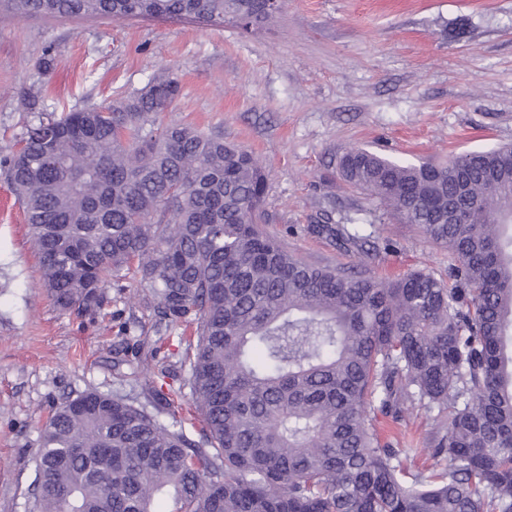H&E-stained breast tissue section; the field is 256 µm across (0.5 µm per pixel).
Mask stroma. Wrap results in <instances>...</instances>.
Listing matches in <instances>:
<instances>
[{
  "mask_svg": "<svg viewBox=\"0 0 512 512\" xmlns=\"http://www.w3.org/2000/svg\"><path fill=\"white\" fill-rule=\"evenodd\" d=\"M50 68H42L43 59ZM181 83L164 122L194 126L253 151L267 176L266 229L315 265L359 270L356 257L308 234L317 211L359 225L381 252L368 271L394 279L448 276L450 256L415 226L390 221L337 173L355 146L388 158L446 162L512 145V0H286L245 32L192 18H0V148L43 105L101 104L160 70ZM110 289L94 313L65 314L40 281L23 209L0 169V512H29L38 429L88 390L149 405L138 360L185 376V348L160 320L151 290ZM381 434L429 466L431 413L377 415Z\"/></svg>",
  "mask_w": 512,
  "mask_h": 512,
  "instance_id": "35a3bbf8",
  "label": "stroma"
}]
</instances>
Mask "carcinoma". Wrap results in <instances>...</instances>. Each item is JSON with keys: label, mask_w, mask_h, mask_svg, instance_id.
<instances>
[{"label": "carcinoma", "mask_w": 512, "mask_h": 512, "mask_svg": "<svg viewBox=\"0 0 512 512\" xmlns=\"http://www.w3.org/2000/svg\"><path fill=\"white\" fill-rule=\"evenodd\" d=\"M267 0H0L5 14L78 19L206 15L246 29ZM170 71L102 105L47 111L0 154L24 209L44 288L62 311L100 307L135 270L190 354L166 424L98 391L39 429L31 512H512V147L448 163L350 148L340 175L394 220L448 247V280H380L316 267L261 228L266 175L219 135L159 122ZM368 261L377 248L324 210L308 226ZM452 405L437 422L439 471L381 440L373 415Z\"/></svg>", "instance_id": "carcinoma-1"}]
</instances>
